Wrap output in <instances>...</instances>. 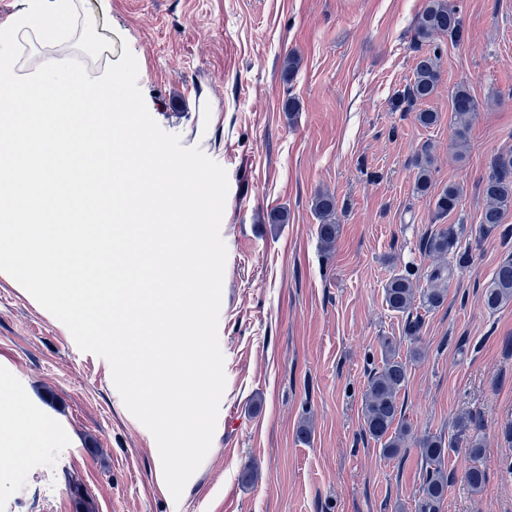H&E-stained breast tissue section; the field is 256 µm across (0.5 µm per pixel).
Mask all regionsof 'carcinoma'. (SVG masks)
<instances>
[{
  "instance_id": "1",
  "label": "carcinoma",
  "mask_w": 512,
  "mask_h": 512,
  "mask_svg": "<svg viewBox=\"0 0 512 512\" xmlns=\"http://www.w3.org/2000/svg\"><path fill=\"white\" fill-rule=\"evenodd\" d=\"M442 36L452 43L464 39V28L457 12L448 6V0H429L425 9L417 16L413 27L416 44L430 42ZM441 47L435 46L431 53L418 57L413 76L402 94V102L412 106L430 98L437 90L441 79L438 56ZM451 122L454 126L453 145L462 152L467 147L472 121L479 111L475 97L464 85L457 86L448 96ZM417 190L423 192L430 183L431 160L424 158L417 164ZM486 200L481 214V224L495 227L503 223L505 214L512 209V153L496 156L490 165L483 185ZM459 190L450 185L436 197L434 211L446 216L459 205ZM314 210L321 224L318 238L321 248L331 249L338 235L333 197L318 194L314 198ZM462 228L448 224L437 229L423 243L424 250L439 257L456 252ZM452 268L446 263L432 267L429 273L431 287L421 294L422 305L428 310L440 307L446 297V284ZM388 308L399 313H413L416 297L410 272L393 275L384 288ZM512 302V257L504 258L494 270L484 291V305L490 311ZM382 367L370 377L364 394L362 407L366 432L377 441H384L383 452L388 457L396 456L408 432L403 422L399 393L405 385L407 366L399 359L390 342H385ZM453 444L440 435L429 436L420 444V496L417 512H441L448 492V473L445 459Z\"/></svg>"
}]
</instances>
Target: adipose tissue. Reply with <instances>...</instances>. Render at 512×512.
<instances>
[{
  "instance_id": "1",
  "label": "adipose tissue",
  "mask_w": 512,
  "mask_h": 512,
  "mask_svg": "<svg viewBox=\"0 0 512 512\" xmlns=\"http://www.w3.org/2000/svg\"><path fill=\"white\" fill-rule=\"evenodd\" d=\"M55 433L48 420H33L24 394L12 389L0 392V447L31 448L44 445Z\"/></svg>"
}]
</instances>
